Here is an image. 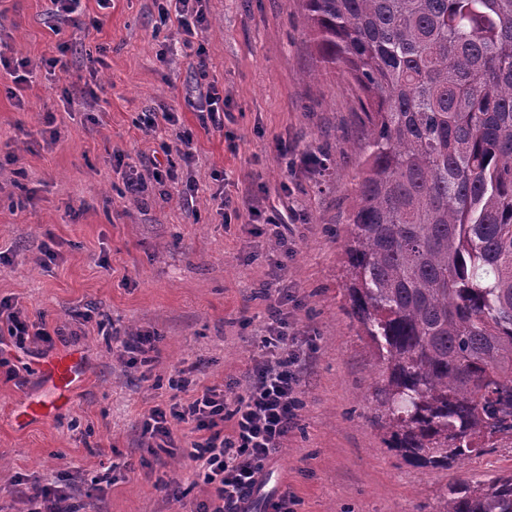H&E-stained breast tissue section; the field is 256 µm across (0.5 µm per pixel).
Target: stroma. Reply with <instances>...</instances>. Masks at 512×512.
Wrapping results in <instances>:
<instances>
[{
    "label": "stroma",
    "mask_w": 512,
    "mask_h": 512,
    "mask_svg": "<svg viewBox=\"0 0 512 512\" xmlns=\"http://www.w3.org/2000/svg\"><path fill=\"white\" fill-rule=\"evenodd\" d=\"M165 5L82 0L100 25L79 29L52 17L47 0H0V31L30 69L19 85L0 77V299L65 336L49 354L0 350V507L24 512L32 487L55 481L81 512H177L209 498L180 451L147 452L140 417L168 399L174 368L198 365L205 386L243 380L278 298L267 287L276 260L290 329L313 349L299 423L252 512H269L283 493L295 512H435L449 481L512 471L506 445L450 470L417 468L388 446L371 400L382 365L343 292L364 148L358 102L314 51L299 0H209L205 78L177 21L161 20ZM62 43L63 73L46 64ZM89 79L92 100L79 93ZM211 80L224 90L220 131L202 128L196 112ZM165 109L191 131L195 161L177 166L176 181L128 195L126 179L146 175L144 159L170 135L136 123ZM189 181L197 191L187 203ZM219 189L260 218L224 223ZM276 209L287 225L266 223ZM49 239L52 261L40 250ZM116 328L159 336L149 381L126 364ZM72 350L86 357L83 387L54 417L18 425L15 405L41 393L53 355Z\"/></svg>",
    "instance_id": "stroma-1"
}]
</instances>
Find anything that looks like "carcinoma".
Instances as JSON below:
<instances>
[{
	"label": "carcinoma",
	"instance_id": "1",
	"mask_svg": "<svg viewBox=\"0 0 512 512\" xmlns=\"http://www.w3.org/2000/svg\"><path fill=\"white\" fill-rule=\"evenodd\" d=\"M366 154L345 291L392 448L451 469L512 439V0H302ZM436 512H512V472Z\"/></svg>",
	"mask_w": 512,
	"mask_h": 512
}]
</instances>
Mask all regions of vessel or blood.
Here are the masks:
<instances>
[{
    "mask_svg": "<svg viewBox=\"0 0 512 512\" xmlns=\"http://www.w3.org/2000/svg\"><path fill=\"white\" fill-rule=\"evenodd\" d=\"M46 372L49 383L47 394L21 403L17 409V423L47 418L66 406L85 381L84 357L79 353L62 354L49 363Z\"/></svg>",
    "mask_w": 512,
    "mask_h": 512,
    "instance_id": "b4317fda",
    "label": "vessel or blood"
}]
</instances>
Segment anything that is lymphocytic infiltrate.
Wrapping results in <instances>:
<instances>
[{"mask_svg": "<svg viewBox=\"0 0 512 512\" xmlns=\"http://www.w3.org/2000/svg\"><path fill=\"white\" fill-rule=\"evenodd\" d=\"M1 331L21 349L36 344L48 351L55 346L45 324L29 322L7 300H0ZM260 346L263 354L249 367L243 392L231 395L216 385L198 387L189 371L180 368L170 382L169 403L143 414L141 435L159 449L173 447L175 425H192L197 438L185 455L195 477L212 488L195 512H251L255 490L298 424L303 351L297 337L289 334L281 310L272 311Z\"/></svg>", "mask_w": 512, "mask_h": 512, "instance_id": "1", "label": "lymphocytic infiltrate"}]
</instances>
